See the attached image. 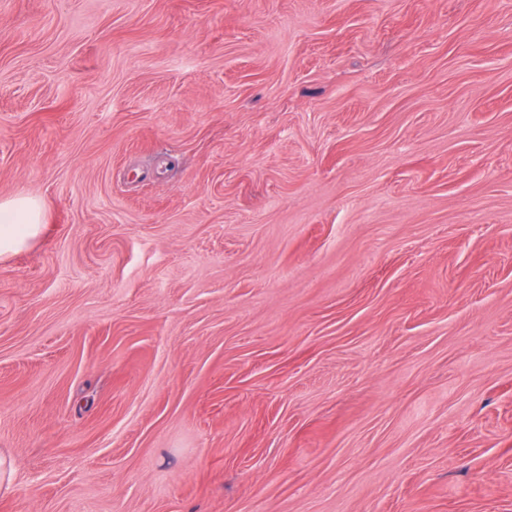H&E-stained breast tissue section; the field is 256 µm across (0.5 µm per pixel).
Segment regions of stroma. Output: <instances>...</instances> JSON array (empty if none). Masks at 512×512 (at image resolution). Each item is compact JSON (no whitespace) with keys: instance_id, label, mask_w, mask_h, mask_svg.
Masks as SVG:
<instances>
[{"instance_id":"stroma-1","label":"stroma","mask_w":512,"mask_h":512,"mask_svg":"<svg viewBox=\"0 0 512 512\" xmlns=\"http://www.w3.org/2000/svg\"><path fill=\"white\" fill-rule=\"evenodd\" d=\"M0 512H512V0H0ZM0 258L6 259L27 248L47 226L42 203L31 196L0 202Z\"/></svg>"}]
</instances>
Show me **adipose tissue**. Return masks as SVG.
Wrapping results in <instances>:
<instances>
[{
	"label": "adipose tissue",
	"mask_w": 512,
	"mask_h": 512,
	"mask_svg": "<svg viewBox=\"0 0 512 512\" xmlns=\"http://www.w3.org/2000/svg\"><path fill=\"white\" fill-rule=\"evenodd\" d=\"M45 230L41 202L18 196L0 202V258H8L27 248Z\"/></svg>",
	"instance_id": "1"
}]
</instances>
